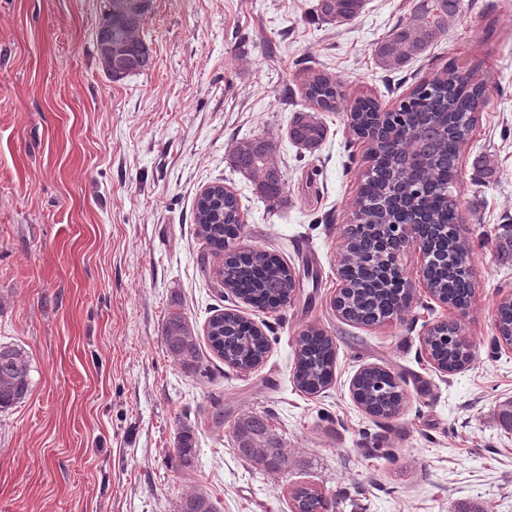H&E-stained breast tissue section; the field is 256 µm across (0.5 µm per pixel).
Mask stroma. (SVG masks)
Listing matches in <instances>:
<instances>
[{"instance_id": "35a3bbf8", "label": "stroma", "mask_w": 512, "mask_h": 512, "mask_svg": "<svg viewBox=\"0 0 512 512\" xmlns=\"http://www.w3.org/2000/svg\"><path fill=\"white\" fill-rule=\"evenodd\" d=\"M418 0H365L339 25L317 0H153L144 21L152 66L106 73L96 32L106 0H0V343L22 349L27 399L0 411V512H175L190 482L220 512H292L308 485L340 512H512V351L497 346L494 311L512 293V0H461L438 40L397 71L375 47L409 23ZM483 83L489 100L462 153L454 188L469 240L473 293L458 316L424 293L382 326L343 319L337 257L369 162L345 112L320 113L318 150L288 129L307 108L301 87L324 70L348 99L399 105L446 65ZM276 146L285 193L256 197L229 163L232 141ZM223 181L239 200L243 246L274 251L300 286L277 310L235 299L221 257L198 237L194 204ZM181 309L197 332L236 310L269 350L237 371L204 350L205 376L166 353L162 326ZM457 323L472 359L452 375L427 361L429 324ZM333 340L331 384L311 396L292 381L294 343L309 327ZM389 369L405 399L367 414L350 383ZM224 407L223 427L209 419ZM267 416L286 471H260L234 449L232 426ZM194 427L193 476L171 458Z\"/></svg>"}]
</instances>
